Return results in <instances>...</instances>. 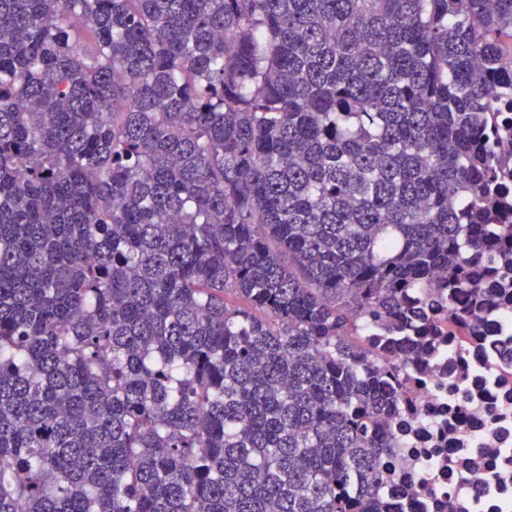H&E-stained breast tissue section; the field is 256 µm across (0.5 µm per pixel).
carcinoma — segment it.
I'll use <instances>...</instances> for the list:
<instances>
[{"instance_id":"cac0c4a2","label":"carcinoma","mask_w":512,"mask_h":512,"mask_svg":"<svg viewBox=\"0 0 512 512\" xmlns=\"http://www.w3.org/2000/svg\"><path fill=\"white\" fill-rule=\"evenodd\" d=\"M511 127L512 0H0V512H392Z\"/></svg>"}]
</instances>
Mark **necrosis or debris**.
<instances>
[{
    "label": "necrosis or debris",
    "mask_w": 512,
    "mask_h": 512,
    "mask_svg": "<svg viewBox=\"0 0 512 512\" xmlns=\"http://www.w3.org/2000/svg\"><path fill=\"white\" fill-rule=\"evenodd\" d=\"M490 325L409 366L383 459L405 512H512V311H494Z\"/></svg>",
    "instance_id": "1"
}]
</instances>
